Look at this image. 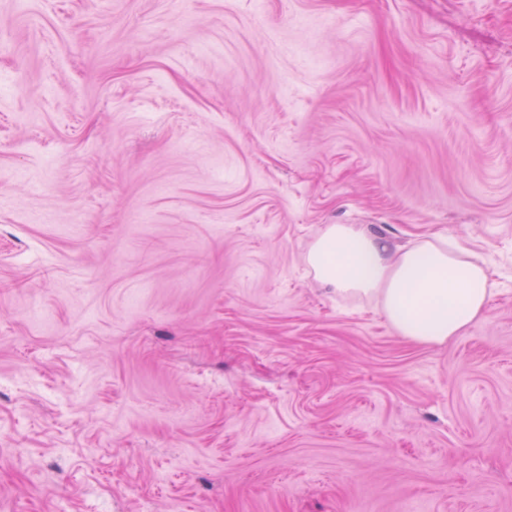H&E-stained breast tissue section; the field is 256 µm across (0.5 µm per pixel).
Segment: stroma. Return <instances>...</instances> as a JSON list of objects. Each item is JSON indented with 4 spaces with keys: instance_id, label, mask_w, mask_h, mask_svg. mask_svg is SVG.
Returning a JSON list of instances; mask_svg holds the SVG:
<instances>
[{
    "instance_id": "1",
    "label": "stroma",
    "mask_w": 512,
    "mask_h": 512,
    "mask_svg": "<svg viewBox=\"0 0 512 512\" xmlns=\"http://www.w3.org/2000/svg\"><path fill=\"white\" fill-rule=\"evenodd\" d=\"M328 224L484 319L393 335ZM0 512H512V0H0ZM305 261L336 296L374 300L392 331L413 343L442 346L462 336L494 294L485 259L434 235L390 244L369 224H328Z\"/></svg>"
}]
</instances>
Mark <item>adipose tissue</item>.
Instances as JSON below:
<instances>
[{"mask_svg": "<svg viewBox=\"0 0 512 512\" xmlns=\"http://www.w3.org/2000/svg\"><path fill=\"white\" fill-rule=\"evenodd\" d=\"M305 261L337 295L375 301L392 331L441 346L481 320L494 294L485 259L434 235L392 244L367 224L326 225Z\"/></svg>", "mask_w": 512, "mask_h": 512, "instance_id": "adipose-tissue-1", "label": "adipose tissue"}]
</instances>
